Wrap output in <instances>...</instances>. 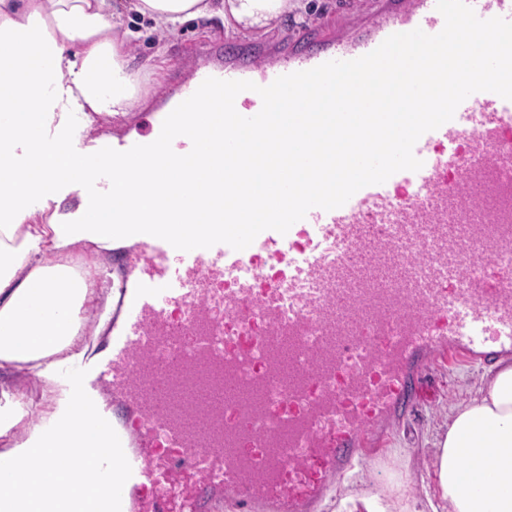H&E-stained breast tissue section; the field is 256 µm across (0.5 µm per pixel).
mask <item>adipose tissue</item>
<instances>
[{"instance_id":"ef3b65f1","label":"adipose tissue","mask_w":512,"mask_h":512,"mask_svg":"<svg viewBox=\"0 0 512 512\" xmlns=\"http://www.w3.org/2000/svg\"><path fill=\"white\" fill-rule=\"evenodd\" d=\"M303 0H0V512H105L95 460L108 451L104 431L71 414L57 392L60 364L91 344L82 314L95 297L86 275L59 256L81 243H111L112 199L81 201V224L59 221L54 182L75 191L100 162L62 140L75 115L128 116L138 104L140 72L122 30L126 10L177 34L197 19L237 30H269ZM40 379L45 408L29 439L12 430L25 414L18 373ZM432 512H512V361L481 374L454 405L433 442Z\"/></svg>"}]
</instances>
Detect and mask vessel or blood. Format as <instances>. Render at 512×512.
<instances>
[{
  "label": "vessel or blood",
  "mask_w": 512,
  "mask_h": 512,
  "mask_svg": "<svg viewBox=\"0 0 512 512\" xmlns=\"http://www.w3.org/2000/svg\"><path fill=\"white\" fill-rule=\"evenodd\" d=\"M469 3L512 21V0ZM443 27L436 0H380L356 31L306 29L257 53L225 44L223 60L190 64L177 99L209 77L267 86ZM511 124L512 100L481 91L424 133L413 153L428 190L392 226L387 181L242 250L134 235L112 347L66 379L77 407L112 395V452L97 468L113 512H316L336 475L372 461L420 404L433 365L511 354L512 288L491 265L461 284L475 242H512V167L491 149ZM463 137L466 176L451 189L437 174L458 166ZM242 268L254 279L225 287Z\"/></svg>",
  "instance_id": "1"
}]
</instances>
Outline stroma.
I'll use <instances>...</instances> for the list:
<instances>
[{
    "label": "stroma",
    "instance_id": "obj_1",
    "mask_svg": "<svg viewBox=\"0 0 512 512\" xmlns=\"http://www.w3.org/2000/svg\"><path fill=\"white\" fill-rule=\"evenodd\" d=\"M306 10H294L273 24L269 31L236 33L214 20L186 25L178 36L168 37L154 30L151 23L131 16L128 26L135 31L129 48L134 64H148L143 72L144 90L150 100L174 91L184 67L185 58L198 46L222 51L225 42L235 41L258 49L270 41H285L309 26L356 25L370 14L376 0H305ZM68 261L75 270L88 273L90 286L96 293L109 294L112 281L120 277L114 266L112 252L97 244L73 250ZM483 367L478 363H439L431 369V392L414 414L398 421L388 430V441L367 469L347 473L345 480L335 481L319 512H332L342 496L345 482L357 488L399 500L419 496L428 481L427 462L430 460L425 441L433 437L448 413L449 407L466 395L476 382Z\"/></svg>",
    "mask_w": 512,
    "mask_h": 512
}]
</instances>
